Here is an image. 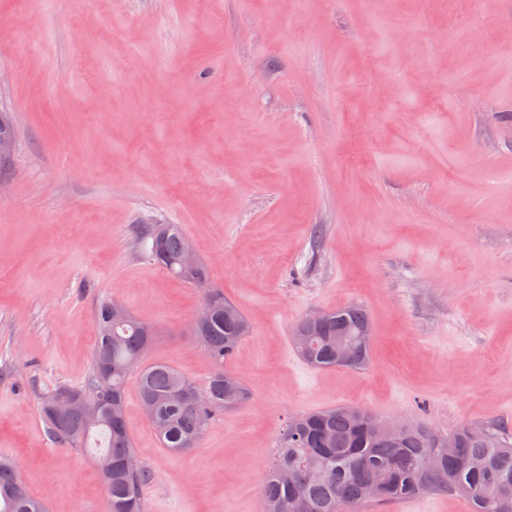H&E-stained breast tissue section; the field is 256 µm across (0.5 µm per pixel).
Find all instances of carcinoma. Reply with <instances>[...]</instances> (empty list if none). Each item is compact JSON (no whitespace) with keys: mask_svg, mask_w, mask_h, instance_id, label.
Returning <instances> with one entry per match:
<instances>
[{"mask_svg":"<svg viewBox=\"0 0 512 512\" xmlns=\"http://www.w3.org/2000/svg\"><path fill=\"white\" fill-rule=\"evenodd\" d=\"M142 240L151 242L149 256L168 274L191 285L209 280V269L181 265L185 236L177 224H143ZM112 302L103 301L94 315L96 328L92 370L81 385L61 386L78 400L99 406V423L87 427L77 405L62 418L58 431L42 401L41 413L53 439L62 445L98 448L97 470L109 512H143V489L150 479L141 466L127 468L136 456L126 425V383L138 374L141 406L164 447L178 454L195 448L214 415L250 400L246 383L232 379L225 365L233 361L250 333L248 319L221 300L214 312L194 328V340L208 352L214 367L205 387H198L165 363L142 365L155 339L154 328L128 314L110 318ZM371 324L368 312L347 306L326 312L321 323L300 320L292 341L298 355L318 369L336 367V337L355 340L351 368L370 360L371 337L360 328ZM357 407H336L294 415L280 434L261 492L260 512H365L370 506L406 500L428 492L467 498L472 512H512V436L489 426L464 424L454 435L460 456L438 447L423 427L408 424L394 437L366 432L354 440ZM0 512H47L43 498L25 488L14 462L0 457Z\"/></svg>","mask_w":512,"mask_h":512,"instance_id":"1","label":"carcinoma"}]
</instances>
